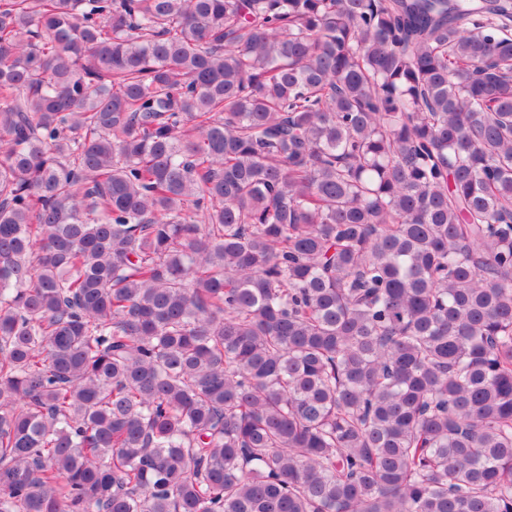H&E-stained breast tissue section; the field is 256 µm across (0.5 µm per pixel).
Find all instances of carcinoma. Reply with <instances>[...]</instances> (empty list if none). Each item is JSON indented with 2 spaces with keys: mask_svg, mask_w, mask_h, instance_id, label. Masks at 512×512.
Masks as SVG:
<instances>
[{
  "mask_svg": "<svg viewBox=\"0 0 512 512\" xmlns=\"http://www.w3.org/2000/svg\"><path fill=\"white\" fill-rule=\"evenodd\" d=\"M0 512H512V0H0Z\"/></svg>",
  "mask_w": 512,
  "mask_h": 512,
  "instance_id": "1",
  "label": "carcinoma"
}]
</instances>
